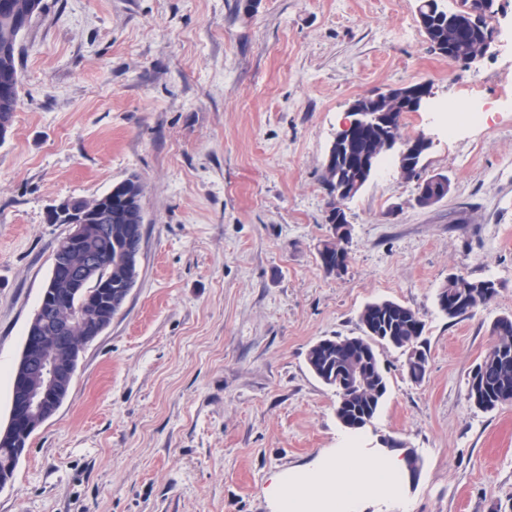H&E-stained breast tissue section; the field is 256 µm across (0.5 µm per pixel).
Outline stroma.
Here are the masks:
<instances>
[{"instance_id": "stroma-1", "label": "stroma", "mask_w": 512, "mask_h": 512, "mask_svg": "<svg viewBox=\"0 0 512 512\" xmlns=\"http://www.w3.org/2000/svg\"><path fill=\"white\" fill-rule=\"evenodd\" d=\"M494 45L463 65L436 53L418 0H42L16 45L20 102L0 140V427L11 375L69 227L48 208L143 184L140 274L81 354L66 401L30 437L0 512H271L276 472L349 443L336 391L308 368L317 341L363 333L372 302L425 323L422 383L378 348L387 393L359 447L393 440L419 472L384 512H512V404L468 380L512 316V0ZM432 81L402 138L433 146L419 178L384 155L346 203L344 276L317 246L331 229L323 164L349 104ZM477 99L448 137L435 105ZM449 193L422 207L420 180ZM496 296L448 319L449 275Z\"/></svg>"}]
</instances>
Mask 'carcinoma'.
<instances>
[{
  "instance_id": "cac0c4a2",
  "label": "carcinoma",
  "mask_w": 512,
  "mask_h": 512,
  "mask_svg": "<svg viewBox=\"0 0 512 512\" xmlns=\"http://www.w3.org/2000/svg\"><path fill=\"white\" fill-rule=\"evenodd\" d=\"M453 12L447 10L430 17L429 38L448 45L451 30L448 20ZM20 30L0 19V83L19 86L15 46ZM142 195L140 178L131 175L120 181L112 210L99 214L102 234L88 244L95 267L91 271L93 283L109 278L112 283L133 288L138 276V262L110 244V239L139 250L142 247L144 218L141 206L132 209L124 197ZM321 267L328 274L336 269L338 255L336 239L330 237L317 246ZM497 293L492 280H473L448 277L441 287L438 300L441 311L450 319L461 317L481 304L489 302ZM364 335L321 339L311 346L307 363L312 373L323 383L336 389L338 397L336 416L350 430H361L374 418L387 392L386 378L381 369L376 346L398 349L405 355L409 379L423 382L428 366L427 346L422 339L424 322L411 308L390 300L366 305L360 314ZM495 342L477 366L468 387V399L479 393L477 407L492 411L512 402V317H500L493 324ZM359 369L365 386L355 388L349 382L351 371Z\"/></svg>"
}]
</instances>
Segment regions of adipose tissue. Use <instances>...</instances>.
<instances>
[{
	"label": "adipose tissue",
	"mask_w": 512,
	"mask_h": 512,
	"mask_svg": "<svg viewBox=\"0 0 512 512\" xmlns=\"http://www.w3.org/2000/svg\"><path fill=\"white\" fill-rule=\"evenodd\" d=\"M408 480L404 450L370 454L361 448H339L305 478L273 475L266 495L276 512H358L375 491L402 500Z\"/></svg>",
	"instance_id": "ef3b65f1"
}]
</instances>
